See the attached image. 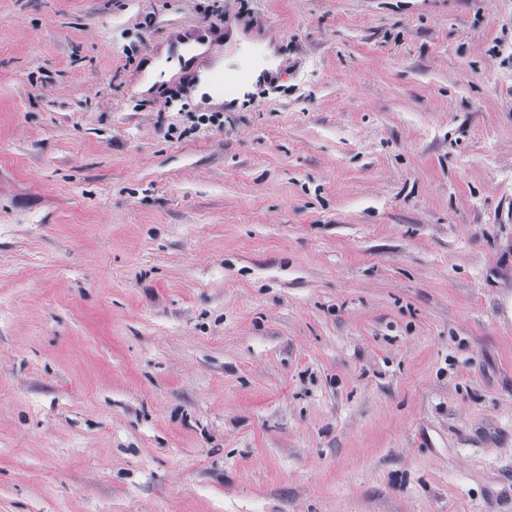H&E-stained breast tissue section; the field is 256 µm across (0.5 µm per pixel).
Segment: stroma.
<instances>
[{"instance_id": "1", "label": "stroma", "mask_w": 512, "mask_h": 512, "mask_svg": "<svg viewBox=\"0 0 512 512\" xmlns=\"http://www.w3.org/2000/svg\"><path fill=\"white\" fill-rule=\"evenodd\" d=\"M0 512H512V0H0Z\"/></svg>"}]
</instances>
